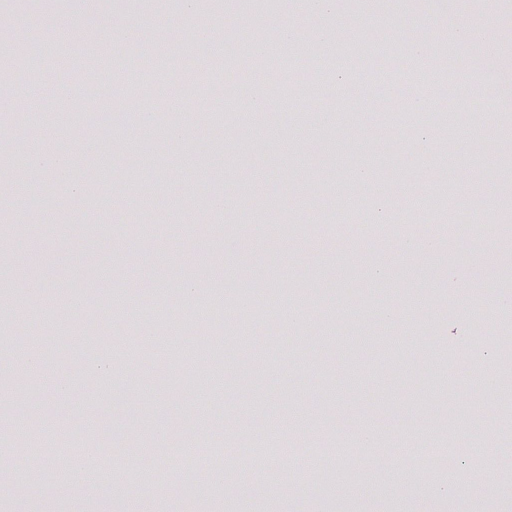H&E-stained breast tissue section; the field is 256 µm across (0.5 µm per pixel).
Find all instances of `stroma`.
<instances>
[{
    "instance_id": "obj_1",
    "label": "stroma",
    "mask_w": 512,
    "mask_h": 512,
    "mask_svg": "<svg viewBox=\"0 0 512 512\" xmlns=\"http://www.w3.org/2000/svg\"><path fill=\"white\" fill-rule=\"evenodd\" d=\"M453 12L496 43L482 66L464 50L459 61L483 72L466 84L459 61L436 53L449 19L431 0H335L322 16L303 0L272 13L223 0L195 23L222 30V45L193 54L175 0H99L93 14L81 0H0V96L14 103L0 115V512H467L474 501L512 512V317L500 313L512 300V0H456ZM247 20L264 22L262 46H284L288 27L309 47L268 56L258 108L243 87L248 56L214 70L256 41ZM130 24L152 31L165 66L133 72L131 49L102 39L97 91L83 95L85 31ZM322 27L332 43L316 40ZM416 47L441 80L414 78L405 56ZM31 62L54 75L37 111L29 85L12 82ZM191 73L237 98L222 133L206 124L219 99L194 90ZM378 86L394 110L378 111ZM149 111L167 128L130 139L135 113ZM283 111L288 124L273 123ZM448 111L474 152L441 150ZM99 112L114 123L99 126ZM176 127L186 139L169 138ZM33 154H67L72 167L39 170L31 210L9 187ZM435 184L452 187L465 222L451 230L410 211L392 223L397 197ZM227 195L239 203L224 210ZM159 198L163 224L151 219ZM425 232L432 250L410 252ZM243 326L258 344H238ZM175 344L214 351L175 362ZM207 374L222 384L204 389ZM279 415L289 447L311 454L272 474L244 451ZM59 435L111 449L129 479L117 488L96 475L98 495L79 502L50 462ZM371 439L400 448L387 470L316 454ZM194 441L239 448L224 465L234 482L193 495L166 456ZM145 444L159 479L130 472ZM431 448L456 454L434 464Z\"/></svg>"
}]
</instances>
